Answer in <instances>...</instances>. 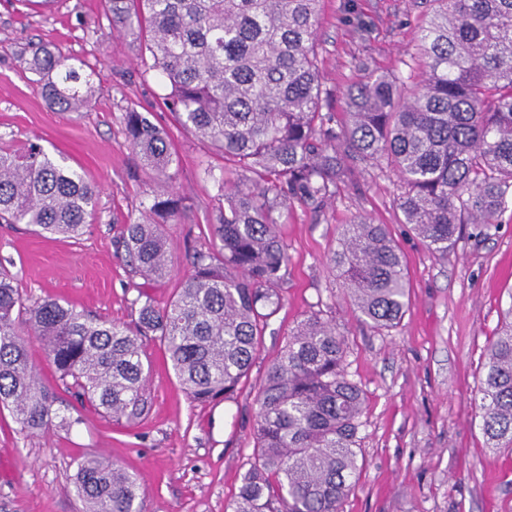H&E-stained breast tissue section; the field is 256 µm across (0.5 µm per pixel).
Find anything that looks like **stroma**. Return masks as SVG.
Segmentation results:
<instances>
[{"instance_id":"35a3bbf8","label":"stroma","mask_w":512,"mask_h":512,"mask_svg":"<svg viewBox=\"0 0 512 512\" xmlns=\"http://www.w3.org/2000/svg\"><path fill=\"white\" fill-rule=\"evenodd\" d=\"M428 0H322L319 17L324 88L334 95L329 128L345 121L346 92L368 74H388L416 51ZM60 48L94 79L80 112L47 107L37 75L20 57L29 45ZM142 43L112 27L104 0H56L47 10L0 0V148L38 144L97 186L95 211L77 239L48 240L23 224H0V264L29 300L46 296L107 322L137 320L139 294L165 306L192 270V256L212 249L211 224L223 200L224 160L184 130L162 104ZM153 113L170 136L171 184L142 168L128 147L124 115ZM213 179H204V168ZM174 187L180 217L166 228L171 279L132 276L116 241L123 224L149 214ZM399 178L387 166L357 172L322 209L292 201L277 231L288 248L281 306L264 330L250 373L234 400L189 398L159 342L145 340L152 364L147 412L115 422L82 408L57 385L58 405L80 419L72 430L21 433L0 412V512H83L74 487L77 464L95 456L135 474L144 512H231L253 448L255 395L289 330L314 311L345 340L348 372L365 408L359 430L363 469L341 512H512V450L486 447L474 398L489 340L512 306V196L493 224H465L447 257L429 251L396 205ZM387 225L409 282L401 324L378 333L358 317L326 260L341 225L357 217Z\"/></svg>"}]
</instances>
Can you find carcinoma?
I'll return each mask as SVG.
<instances>
[{
    "instance_id": "1",
    "label": "carcinoma",
    "mask_w": 512,
    "mask_h": 512,
    "mask_svg": "<svg viewBox=\"0 0 512 512\" xmlns=\"http://www.w3.org/2000/svg\"><path fill=\"white\" fill-rule=\"evenodd\" d=\"M320 0H108L112 25L143 42L165 83L178 124L224 157L219 241L193 257L192 272L163 308L145 297L132 328L91 317L52 297L33 303L0 266V410L30 435L80 419L57 398L29 356L42 346L59 380L114 421L148 407L149 363L141 341L163 346L195 401L234 396L263 331L281 304L288 253L276 231L291 199L320 204L360 163L387 162L404 186V223L448 256L461 224H493L512 191V0H431L409 74L371 76L347 91L341 132L325 127L330 92L319 73ZM49 107L79 112L92 98L60 50L21 56ZM126 142L163 180L174 153L149 112H125ZM98 188L37 145L0 150V224L78 238ZM183 209L167 192L146 221L123 225L131 273L152 282L173 271L165 226ZM360 320L396 327L408 293L402 256L387 227L342 225L328 258ZM475 417L490 448L512 449V321L490 343ZM249 467L232 512H340L361 468L363 396L349 375L345 343L318 313L288 334L256 395ZM84 512H142L139 479L95 457L74 480Z\"/></svg>"
}]
</instances>
